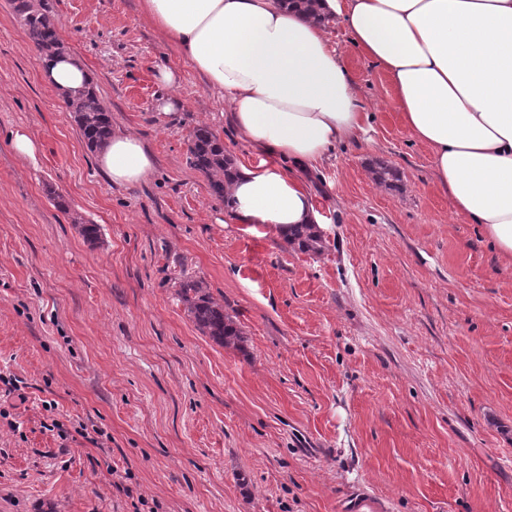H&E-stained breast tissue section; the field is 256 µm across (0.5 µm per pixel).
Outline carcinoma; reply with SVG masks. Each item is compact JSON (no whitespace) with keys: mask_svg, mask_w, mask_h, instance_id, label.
<instances>
[{"mask_svg":"<svg viewBox=\"0 0 512 512\" xmlns=\"http://www.w3.org/2000/svg\"><path fill=\"white\" fill-rule=\"evenodd\" d=\"M10 3L42 60L65 52L58 36L59 21L44 0L37 4L33 0H10ZM65 104L86 147L91 151L101 149L112 137V115L100 101L96 89L92 87L70 96ZM188 152L190 165L207 178L212 194L224 201L225 207L232 206L228 188L234 161L224 153L223 141L208 127L200 125L191 135ZM284 238L292 249L300 252L320 253L325 248L322 234L308 224L289 228ZM174 285L179 300L203 335L224 347H235L241 342V328L226 313L224 304L209 295L203 281L182 275Z\"/></svg>","mask_w":512,"mask_h":512,"instance_id":"cac0c4a2","label":"carcinoma"}]
</instances>
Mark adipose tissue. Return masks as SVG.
<instances>
[{"instance_id":"obj_1","label":"adipose tissue","mask_w":512,"mask_h":512,"mask_svg":"<svg viewBox=\"0 0 512 512\" xmlns=\"http://www.w3.org/2000/svg\"><path fill=\"white\" fill-rule=\"evenodd\" d=\"M142 9L208 85L224 92L256 165H237L230 211L283 233L320 223L302 173L368 124L324 21L340 19L378 65L408 133L431 153L454 216L481 225L512 258V0H143ZM58 95L92 84L73 54L43 66ZM98 164L116 186L144 182L155 161L115 131Z\"/></svg>"}]
</instances>
